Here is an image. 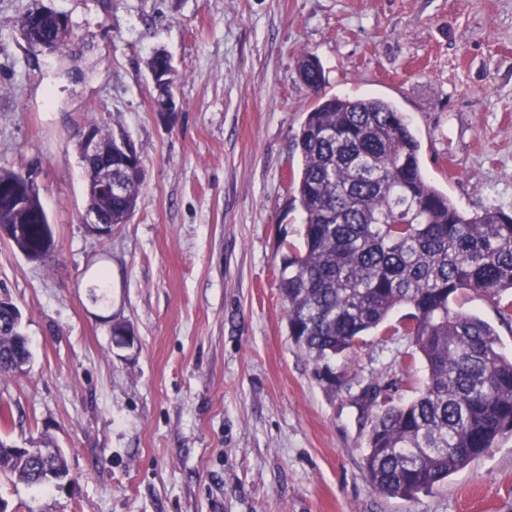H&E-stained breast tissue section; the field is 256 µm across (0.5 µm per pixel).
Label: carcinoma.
<instances>
[{"label":"carcinoma","mask_w":512,"mask_h":512,"mask_svg":"<svg viewBox=\"0 0 512 512\" xmlns=\"http://www.w3.org/2000/svg\"><path fill=\"white\" fill-rule=\"evenodd\" d=\"M32 19L30 10L17 18L22 38L53 40L56 55L67 56L75 32L60 39L51 18L35 26ZM298 72L318 102L294 135L304 243L282 258L289 334L332 387L342 381L328 361L369 331L382 327L386 336H404L410 357L422 356L428 378L410 400L392 403L374 378L357 395L369 421V484L384 495L414 499L512 433V358L501 352L491 324L459 307L462 294L473 291L512 318V213L460 211L423 172L419 142L393 103L320 95L322 68L306 50ZM112 176L131 184L129 194L90 195L88 210L116 228L135 211L145 168H117ZM24 193L28 211L1 207L0 230L26 225V236L11 244L22 253L41 249L46 260L53 245H44L45 227L29 218L44 207L35 185ZM400 307L408 312L388 322ZM30 357L12 313L0 309V374ZM49 468L58 477L69 474L63 456L46 463L0 450V471L32 487L44 485Z\"/></svg>","instance_id":"1"}]
</instances>
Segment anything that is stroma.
I'll return each instance as SVG.
<instances>
[{"label": "stroma", "instance_id": "obj_1", "mask_svg": "<svg viewBox=\"0 0 512 512\" xmlns=\"http://www.w3.org/2000/svg\"><path fill=\"white\" fill-rule=\"evenodd\" d=\"M31 0H0V166L32 172L51 260L0 239V291L22 312L28 369L0 376V436L50 443L72 486L0 472L7 512H512V436L427 494L376 493L357 383L393 402L427 380L405 337L374 331L318 377L288 331L279 280L302 242L294 135L314 95L381 97L422 168L466 213H512V0H45L83 41L85 75L32 53ZM168 52L183 108H152L147 63ZM143 151L130 223L91 235L74 134L90 119ZM109 273L108 302L89 292ZM134 334L116 345L115 323ZM298 72L312 94L319 96L323 85V72L317 58L308 51L302 50L298 60Z\"/></svg>", "mask_w": 512, "mask_h": 512}]
</instances>
